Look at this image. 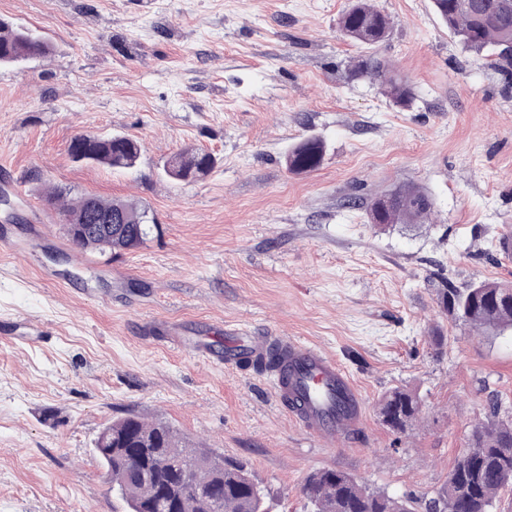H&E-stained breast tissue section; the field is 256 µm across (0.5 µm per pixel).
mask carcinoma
Instances as JSON below:
<instances>
[{"mask_svg":"<svg viewBox=\"0 0 512 512\" xmlns=\"http://www.w3.org/2000/svg\"><path fill=\"white\" fill-rule=\"evenodd\" d=\"M439 18L467 49L484 54L489 64L512 67V0H432ZM339 27L352 42L368 49L388 37L392 21L369 0H351L339 19ZM52 51L48 40L29 28L0 19V63L41 58ZM377 74L384 78L385 94L394 104L408 108L413 103L409 83L388 75L380 62L367 58L351 68L354 77ZM69 153L80 162L103 164L116 170L136 167L142 156L139 141L126 136L80 135L71 140ZM176 165L165 171L168 178L193 182L214 166L212 155L202 149L184 148L175 154ZM325 157V144L307 137L291 145L285 154L289 171L301 173L318 168ZM45 201L56 207L69 240L83 251L118 253L142 245L151 232L147 211L130 202L85 195L70 202L63 191H48ZM426 192L401 187L366 205L373 224H421L431 214ZM442 308L483 333L512 329V301L502 294L501 283L481 281L477 288H442ZM419 396L395 389L383 400L384 422L395 430L416 419ZM491 418L474 427L466 448L434 497L425 504L434 512L441 502L443 512H493L499 491L512 484V416ZM96 453L106 469L125 512H264L263 494L244 466L226 463L205 448L182 444L163 422H148L137 415L120 418L106 427L96 442ZM194 472L202 483L217 486L220 503L184 493L182 473ZM302 497L310 512H414L410 500L374 492L354 476L335 469H318L305 479Z\"/></svg>","mask_w":512,"mask_h":512,"instance_id":"1","label":"carcinoma"}]
</instances>
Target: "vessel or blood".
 Wrapping results in <instances>:
<instances>
[{
    "mask_svg": "<svg viewBox=\"0 0 512 512\" xmlns=\"http://www.w3.org/2000/svg\"><path fill=\"white\" fill-rule=\"evenodd\" d=\"M199 352L207 360L228 367L237 365L244 354L254 360L276 356V402L310 436L327 445L356 435L363 425L358 388L336 360L313 346L236 328L225 337L223 351L203 346Z\"/></svg>",
    "mask_w": 512,
    "mask_h": 512,
    "instance_id": "1",
    "label": "vessel or blood"
}]
</instances>
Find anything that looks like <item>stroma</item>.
Wrapping results in <instances>:
<instances>
[{"mask_svg":"<svg viewBox=\"0 0 512 512\" xmlns=\"http://www.w3.org/2000/svg\"><path fill=\"white\" fill-rule=\"evenodd\" d=\"M373 2L393 20L374 54L414 92L404 110L349 78L364 53L338 28L349 0H0L53 47L0 65V195L22 216L0 220V512H123L95 448L130 414L246 466L269 512H304L320 468L422 512L489 401L512 410V330L477 334L438 302L448 285L512 284V69L464 50L431 0ZM79 134L135 138L142 160L74 161ZM308 135L323 163L288 172ZM188 145L214 167L166 178ZM407 185L431 197L429 219L370 224L364 202ZM50 186L136 202L158 228L110 257L79 251ZM27 323L48 342H22ZM237 325L339 360L363 431L324 446L269 374L196 352ZM396 388L422 399L402 431L379 415Z\"/></svg>","mask_w":512,"mask_h":512,"instance_id":"stroma-1","label":"stroma"}]
</instances>
